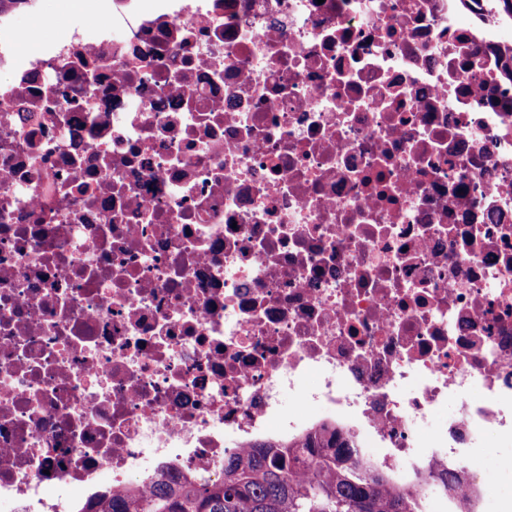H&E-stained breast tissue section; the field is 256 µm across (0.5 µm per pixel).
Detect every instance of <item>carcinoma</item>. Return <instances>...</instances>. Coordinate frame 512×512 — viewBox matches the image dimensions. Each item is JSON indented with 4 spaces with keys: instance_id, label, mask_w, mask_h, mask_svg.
Wrapping results in <instances>:
<instances>
[{
    "instance_id": "obj_1",
    "label": "carcinoma",
    "mask_w": 512,
    "mask_h": 512,
    "mask_svg": "<svg viewBox=\"0 0 512 512\" xmlns=\"http://www.w3.org/2000/svg\"><path fill=\"white\" fill-rule=\"evenodd\" d=\"M35 0H0V19L27 11ZM357 444L334 421H323L288 441L258 439L242 456L224 459V481L200 482L160 471L143 496L98 492L80 512H429L434 499L448 502L456 473L432 472V487L393 477L355 456ZM306 464L316 478L291 474Z\"/></svg>"
}]
</instances>
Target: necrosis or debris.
Listing matches in <instances>:
<instances>
[{
	"instance_id": "necrosis-or-debris-1",
	"label": "necrosis or debris",
	"mask_w": 512,
	"mask_h": 512,
	"mask_svg": "<svg viewBox=\"0 0 512 512\" xmlns=\"http://www.w3.org/2000/svg\"><path fill=\"white\" fill-rule=\"evenodd\" d=\"M459 14L42 19L57 36L0 86V507L219 482L317 415L384 471L498 483L472 447L512 423V42Z\"/></svg>"
}]
</instances>
